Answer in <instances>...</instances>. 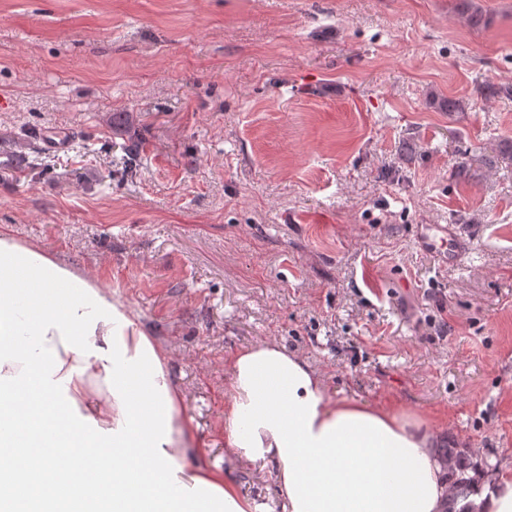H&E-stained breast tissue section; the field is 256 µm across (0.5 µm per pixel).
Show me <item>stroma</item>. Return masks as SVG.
Here are the masks:
<instances>
[{
  "instance_id": "stroma-1",
  "label": "stroma",
  "mask_w": 512,
  "mask_h": 512,
  "mask_svg": "<svg viewBox=\"0 0 512 512\" xmlns=\"http://www.w3.org/2000/svg\"><path fill=\"white\" fill-rule=\"evenodd\" d=\"M458 2L0 0V232L170 349L196 463L224 468L228 358L273 339L512 470V100L478 91L512 83V0ZM229 476L283 512L273 465ZM433 231L425 241L426 247L445 263L454 264L460 257L463 247L459 237L448 224H427ZM448 245V247H447Z\"/></svg>"
}]
</instances>
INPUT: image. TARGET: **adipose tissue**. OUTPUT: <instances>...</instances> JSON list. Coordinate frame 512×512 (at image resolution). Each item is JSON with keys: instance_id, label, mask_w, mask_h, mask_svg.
<instances>
[{"instance_id": "adipose-tissue-1", "label": "adipose tissue", "mask_w": 512, "mask_h": 512, "mask_svg": "<svg viewBox=\"0 0 512 512\" xmlns=\"http://www.w3.org/2000/svg\"><path fill=\"white\" fill-rule=\"evenodd\" d=\"M170 350L110 289L0 234V489L26 485L58 512L53 478L93 457L130 512H255L229 469L274 462L288 512H443L435 432L404 413L332 397L307 360L273 341L227 362L226 471L188 467L196 430ZM476 512H512V476L489 473Z\"/></svg>"}]
</instances>
